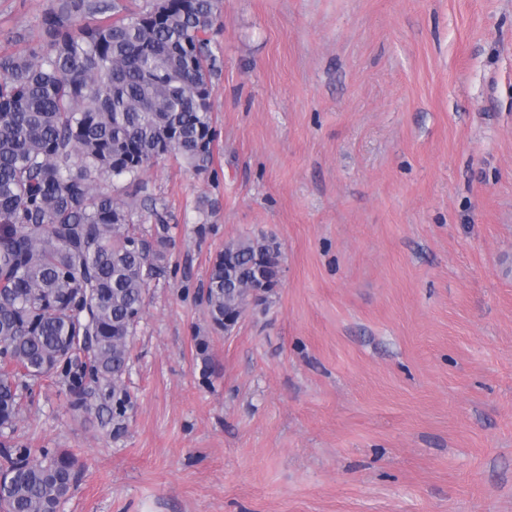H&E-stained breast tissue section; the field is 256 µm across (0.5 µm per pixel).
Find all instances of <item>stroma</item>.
Masks as SVG:
<instances>
[{
    "mask_svg": "<svg viewBox=\"0 0 512 512\" xmlns=\"http://www.w3.org/2000/svg\"><path fill=\"white\" fill-rule=\"evenodd\" d=\"M50 6L0 0V54ZM211 38L209 172L142 175L173 241L122 423L23 404L60 512H512V0H223ZM262 235L279 285L225 335L209 269Z\"/></svg>",
    "mask_w": 512,
    "mask_h": 512,
    "instance_id": "35a3bbf8",
    "label": "stroma"
}]
</instances>
